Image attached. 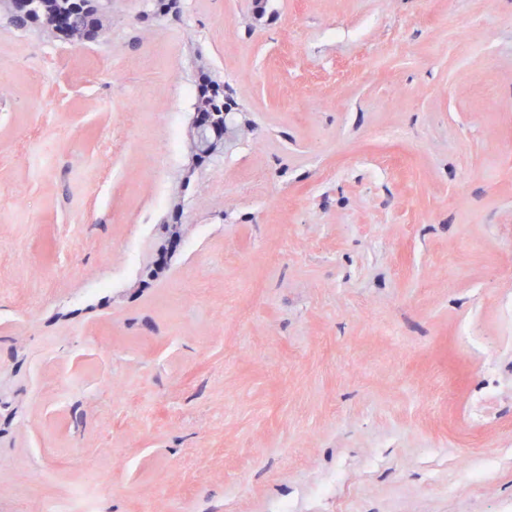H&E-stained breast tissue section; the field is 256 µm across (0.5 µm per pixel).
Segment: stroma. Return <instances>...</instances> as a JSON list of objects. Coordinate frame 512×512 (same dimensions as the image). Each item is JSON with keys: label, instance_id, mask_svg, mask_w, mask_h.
Wrapping results in <instances>:
<instances>
[{"label": "stroma", "instance_id": "35a3bbf8", "mask_svg": "<svg viewBox=\"0 0 512 512\" xmlns=\"http://www.w3.org/2000/svg\"><path fill=\"white\" fill-rule=\"evenodd\" d=\"M72 495L512 512V0L0 19V512ZM215 112H223L220 108L213 107ZM215 112H201V116L197 121V126L194 131L192 140L193 150H202L210 154L224 151V141L233 143L235 135V127L233 126V114L224 112L223 122L216 123L214 118Z\"/></svg>", "mask_w": 512, "mask_h": 512}]
</instances>
